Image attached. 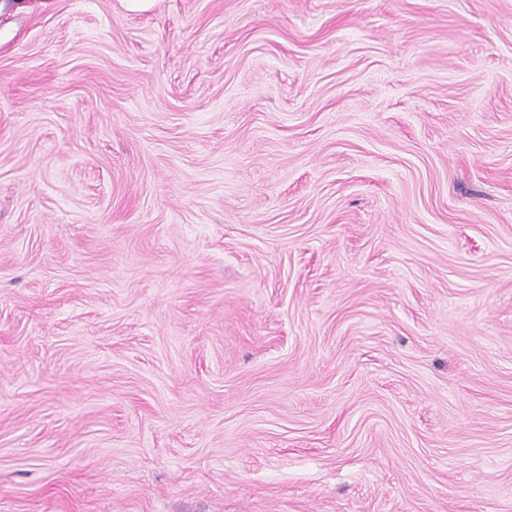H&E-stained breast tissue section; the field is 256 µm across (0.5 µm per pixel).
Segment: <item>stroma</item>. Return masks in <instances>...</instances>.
I'll return each instance as SVG.
<instances>
[{
    "instance_id": "1",
    "label": "stroma",
    "mask_w": 512,
    "mask_h": 512,
    "mask_svg": "<svg viewBox=\"0 0 512 512\" xmlns=\"http://www.w3.org/2000/svg\"><path fill=\"white\" fill-rule=\"evenodd\" d=\"M0 512H512V0H0Z\"/></svg>"
}]
</instances>
